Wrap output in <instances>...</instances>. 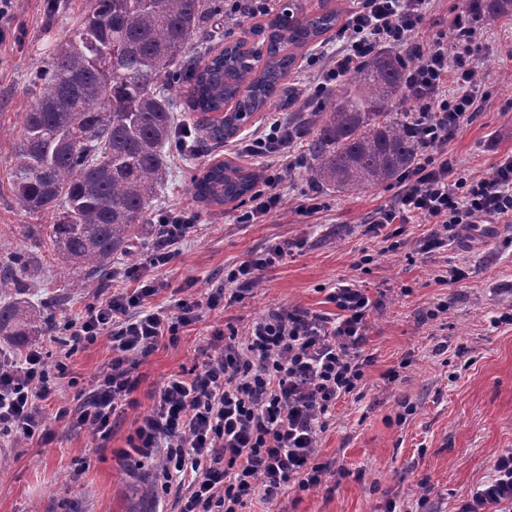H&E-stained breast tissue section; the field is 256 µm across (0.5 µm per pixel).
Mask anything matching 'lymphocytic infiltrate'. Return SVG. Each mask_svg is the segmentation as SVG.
Listing matches in <instances>:
<instances>
[{
  "mask_svg": "<svg viewBox=\"0 0 512 512\" xmlns=\"http://www.w3.org/2000/svg\"><path fill=\"white\" fill-rule=\"evenodd\" d=\"M433 0H355L335 34L336 48L319 67L314 96L342 82L370 53L391 46L415 49L406 79L414 106L410 117L421 142L416 163L397 180L391 203L372 211L367 230L397 238L408 225H429L417 247L433 253L475 224L512 223V152L502 154L486 176L473 175L448 154V144L469 125L482 98L475 62L481 49L476 29L455 20L450 29H431ZM288 124L273 121L241 145L242 153L267 158L248 199L242 223L257 224L283 205V170L305 165L294 150ZM146 267L129 272L131 288L88 304L65 326L64 345L75 354L107 337L111 358L92 383L68 376L64 362L49 363L45 344L0 362V436L26 442L48 438L42 401L60 381L73 403L59 407L60 419L107 442L114 421L133 405L138 364L176 344L203 310H219L243 297L245 286L283 263L290 241L271 245L229 270L223 283L173 306L153 305L155 269L170 263L175 247L197 227L185 208L160 214ZM335 314L305 307L268 312L245 331L215 330L201 361L170 377L154 396L121 455L154 464V483L174 496V512H245L259 500L278 506L286 492L321 486L329 471L319 462V439L332 425L337 403L359 392L371 364L363 345L376 306L367 289L349 282L326 297ZM455 512H512V452L496 458L491 473L474 486Z\"/></svg>",
  "mask_w": 512,
  "mask_h": 512,
  "instance_id": "1",
  "label": "lymphocytic infiltrate"
}]
</instances>
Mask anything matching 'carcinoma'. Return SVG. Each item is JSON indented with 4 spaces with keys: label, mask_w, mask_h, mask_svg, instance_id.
Wrapping results in <instances>:
<instances>
[{
    "label": "carcinoma",
    "mask_w": 512,
    "mask_h": 512,
    "mask_svg": "<svg viewBox=\"0 0 512 512\" xmlns=\"http://www.w3.org/2000/svg\"><path fill=\"white\" fill-rule=\"evenodd\" d=\"M512 14V0H479L474 17L490 24ZM340 11L318 12L296 25L268 23L270 61L249 75L235 67L237 43L201 64L193 43L204 45L224 21V0H93L71 39L52 62L30 75L35 89L24 113L11 169L19 209L51 219L50 238L60 268L86 270L97 289L112 273V259L132 255L140 226L155 221L153 201L169 175L167 153L183 137L177 97L202 116L204 138L214 145L234 136L238 113L224 110L247 84L246 100L258 110L283 86L296 54L332 30ZM409 52L377 51L365 58L319 106L300 112L294 132L305 138L309 172L316 184L357 194L390 183L416 161L420 143L407 130L412 104L405 75ZM256 173L228 163L191 178L190 191L214 204L250 194ZM36 269L25 252L0 256V288L17 298L0 303V336L30 344L57 329L56 302L29 309L26 280Z\"/></svg>",
    "instance_id": "obj_1"
}]
</instances>
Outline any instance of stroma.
Masks as SVG:
<instances>
[{
    "label": "stroma",
    "mask_w": 512,
    "mask_h": 512,
    "mask_svg": "<svg viewBox=\"0 0 512 512\" xmlns=\"http://www.w3.org/2000/svg\"><path fill=\"white\" fill-rule=\"evenodd\" d=\"M88 8L89 0H16L21 37L0 47V255L17 249L36 253L40 268L29 280L27 299L37 306L65 297L56 312L61 323L79 316L95 295L85 286L84 270L60 272L47 235L22 236V225L33 218L16 206L12 156L32 100L31 72L49 61L54 46L69 38ZM482 31L477 69L490 97L448 152L486 175L501 153L512 151V59L507 56L512 15ZM291 111L288 105L266 106L207 156L169 153V178L156 207L163 212L194 207L201 228L179 245L170 265L158 270L163 287L153 302L169 306L200 294L226 270L275 242L297 240L300 249L264 272L239 303L223 313L204 312L176 345L159 347L137 367L136 403L115 421L107 445L57 417L68 391L45 401L46 442L0 441V457L8 460L7 472L0 475V512H132L133 489L150 481L151 473L119 451L151 411L159 388L200 359L213 330L228 323L247 329L277 307L334 312L326 295L356 277L379 302L364 345L372 363L363 397L337 405L335 422L321 435L318 449L320 461L343 466L347 474L328 473L320 489L286 495L281 512H382L390 498L418 506L419 512H452L489 476L494 460L512 450V325L492 322L512 303L511 229L481 247L456 240L446 251L423 254L415 241L429 227L414 225L410 241L391 252L363 226L369 212L391 201L389 187L348 195L318 186L303 168L281 185L283 209L261 224L240 223L241 203L207 206L191 193V176L212 163L261 170L265 158L241 154L239 143L270 116L284 119ZM312 195L320 212L299 214L297 205ZM366 254L374 255V262L356 271ZM449 267L462 269L464 279L438 282ZM442 300L448 311L435 314ZM443 342L444 353L438 350ZM392 370L399 377L391 383L386 374Z\"/></svg>",
    "instance_id": "1"
}]
</instances>
